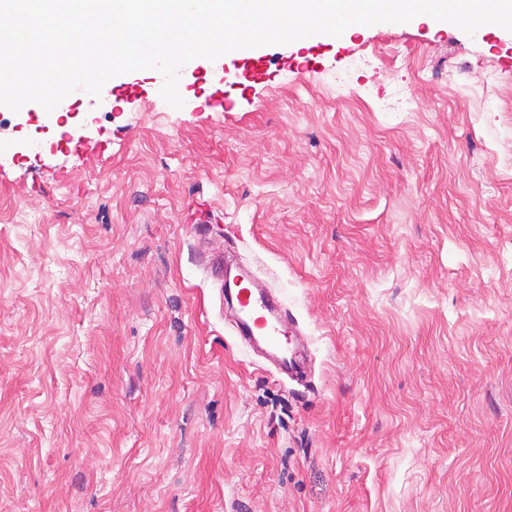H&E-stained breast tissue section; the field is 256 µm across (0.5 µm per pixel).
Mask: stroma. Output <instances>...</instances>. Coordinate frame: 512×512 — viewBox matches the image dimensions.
<instances>
[{
  "label": "stroma",
  "mask_w": 512,
  "mask_h": 512,
  "mask_svg": "<svg viewBox=\"0 0 512 512\" xmlns=\"http://www.w3.org/2000/svg\"><path fill=\"white\" fill-rule=\"evenodd\" d=\"M354 38L264 47L220 109L144 70L0 111V512H512V36ZM224 249L306 378L237 336Z\"/></svg>",
  "instance_id": "stroma-1"
}]
</instances>
